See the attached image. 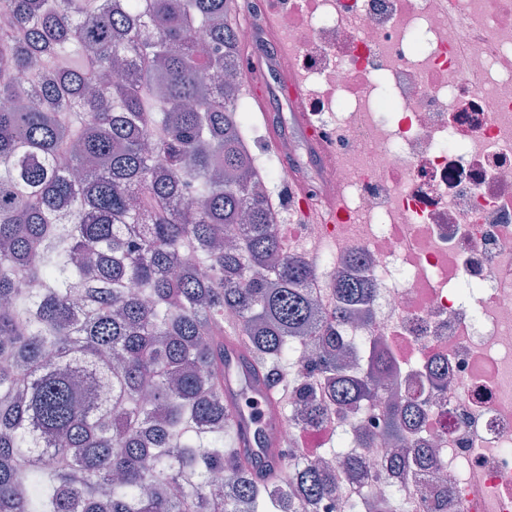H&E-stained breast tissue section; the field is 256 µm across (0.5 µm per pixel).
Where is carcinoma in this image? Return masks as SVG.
<instances>
[{
	"instance_id": "cac0c4a2",
	"label": "carcinoma",
	"mask_w": 512,
	"mask_h": 512,
	"mask_svg": "<svg viewBox=\"0 0 512 512\" xmlns=\"http://www.w3.org/2000/svg\"><path fill=\"white\" fill-rule=\"evenodd\" d=\"M228 2L0 0V512H302L360 474L286 460L258 481L232 461L225 311L267 382L291 386L283 418L355 414L388 368L378 350L348 372L310 268L272 233L241 82L218 80ZM419 414L389 406L385 433Z\"/></svg>"
}]
</instances>
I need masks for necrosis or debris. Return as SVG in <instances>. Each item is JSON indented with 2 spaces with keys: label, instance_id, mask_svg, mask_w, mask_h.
I'll return each mask as SVG.
<instances>
[{
  "label": "necrosis or debris",
  "instance_id": "obj_1",
  "mask_svg": "<svg viewBox=\"0 0 512 512\" xmlns=\"http://www.w3.org/2000/svg\"><path fill=\"white\" fill-rule=\"evenodd\" d=\"M224 21L234 77L252 48L278 45L260 70L307 87L303 110L334 155L318 167L298 135L280 140L277 156L297 164H276L268 192L301 185L346 209L335 224H292L280 205L273 229L309 265L321 315L340 281L370 288L361 319L336 326L352 369L377 336L392 360L391 385L353 418L280 426L297 463L339 444L363 458L367 477L317 512L393 481L400 512H424L433 491L440 512H512V0H256L247 12L233 0ZM416 379L425 407L403 445L432 457L397 479L385 408Z\"/></svg>",
  "mask_w": 512,
  "mask_h": 512
}]
</instances>
